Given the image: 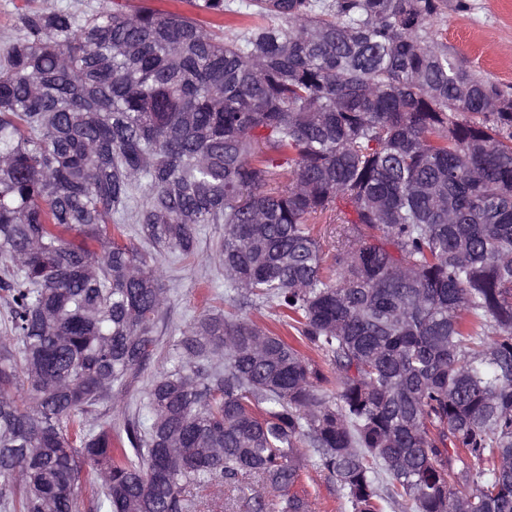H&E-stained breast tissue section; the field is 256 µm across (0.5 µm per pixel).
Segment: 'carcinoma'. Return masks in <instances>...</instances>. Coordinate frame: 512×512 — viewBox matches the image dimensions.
<instances>
[{
	"instance_id": "cac0c4a2",
	"label": "carcinoma",
	"mask_w": 512,
	"mask_h": 512,
	"mask_svg": "<svg viewBox=\"0 0 512 512\" xmlns=\"http://www.w3.org/2000/svg\"><path fill=\"white\" fill-rule=\"evenodd\" d=\"M111 3L24 0L0 50V506L80 512L89 465L99 512H201L244 478L248 512H308L312 463L352 512H512V94L448 57L446 0H245L237 33ZM322 217L347 225L328 260ZM200 224L230 311L115 448L159 256L194 259ZM242 315H247L259 324L274 330L290 342L294 341V339L298 340L297 332L289 326V319L268 306H258L255 309L243 310Z\"/></svg>"
}]
</instances>
